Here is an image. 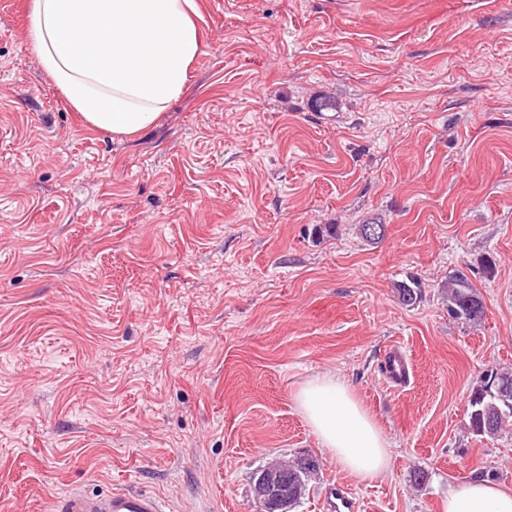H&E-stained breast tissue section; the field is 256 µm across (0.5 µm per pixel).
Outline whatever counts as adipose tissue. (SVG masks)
Returning <instances> with one entry per match:
<instances>
[{
  "mask_svg": "<svg viewBox=\"0 0 512 512\" xmlns=\"http://www.w3.org/2000/svg\"><path fill=\"white\" fill-rule=\"evenodd\" d=\"M196 11L195 0H33L29 34L86 125L129 138L149 129L182 94L200 51ZM295 402L341 470L361 481L388 473L390 443L346 383L316 378ZM445 512H512V487L455 481Z\"/></svg>",
  "mask_w": 512,
  "mask_h": 512,
  "instance_id": "ef3b65f1",
  "label": "adipose tissue"
}]
</instances>
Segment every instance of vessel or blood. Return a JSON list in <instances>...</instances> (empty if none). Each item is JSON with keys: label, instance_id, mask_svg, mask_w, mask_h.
<instances>
[{"label": "vessel or blood", "instance_id": "vessel-or-blood-1", "mask_svg": "<svg viewBox=\"0 0 512 512\" xmlns=\"http://www.w3.org/2000/svg\"><path fill=\"white\" fill-rule=\"evenodd\" d=\"M412 364L400 348H390L383 361L382 378L389 388L399 390L410 382ZM168 505L157 495L138 490L115 489L90 495L72 490L60 498V512H167ZM323 512H358L356 500L342 488L329 486L322 501Z\"/></svg>", "mask_w": 512, "mask_h": 512}]
</instances>
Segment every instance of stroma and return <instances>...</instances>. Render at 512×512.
Listing matches in <instances>:
<instances>
[{
    "instance_id": "obj_1",
    "label": "stroma",
    "mask_w": 512,
    "mask_h": 512,
    "mask_svg": "<svg viewBox=\"0 0 512 512\" xmlns=\"http://www.w3.org/2000/svg\"><path fill=\"white\" fill-rule=\"evenodd\" d=\"M30 2L0 0V512L70 488L257 512L253 472L307 454L294 512L331 484L360 512H444L490 466L512 486V437L474 436L468 410L512 370V0H196L186 89L131 139L66 101ZM460 270L476 326L445 306ZM324 375L386 434V476L320 448L294 395ZM412 364L408 355L399 347L390 348L383 361L382 378L389 388L399 390L410 382Z\"/></svg>"
}]
</instances>
